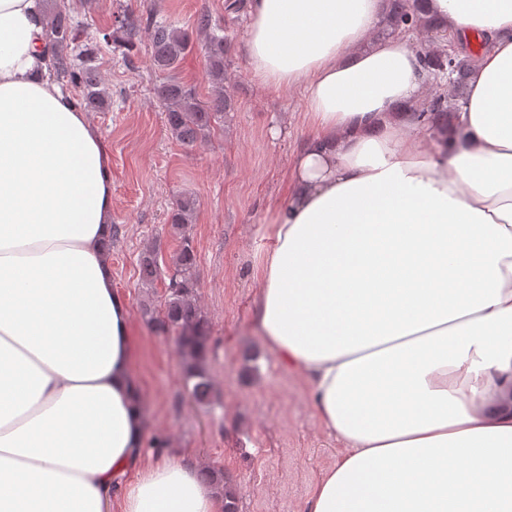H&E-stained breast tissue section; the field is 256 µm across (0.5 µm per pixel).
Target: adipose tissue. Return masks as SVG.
Returning <instances> with one entry per match:
<instances>
[{
  "label": "adipose tissue",
  "mask_w": 512,
  "mask_h": 512,
  "mask_svg": "<svg viewBox=\"0 0 512 512\" xmlns=\"http://www.w3.org/2000/svg\"><path fill=\"white\" fill-rule=\"evenodd\" d=\"M483 35L447 131L382 0H251L247 64L315 134L255 317L343 444L307 512H512V0H429ZM43 0H0V512H221L148 458L108 146L50 76ZM134 481H127L128 473Z\"/></svg>",
  "instance_id": "adipose-tissue-1"
}]
</instances>
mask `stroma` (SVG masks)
<instances>
[{"label":"stroma","mask_w":512,"mask_h":512,"mask_svg":"<svg viewBox=\"0 0 512 512\" xmlns=\"http://www.w3.org/2000/svg\"><path fill=\"white\" fill-rule=\"evenodd\" d=\"M90 29L113 16L146 11L184 29L200 13L224 28L231 46L224 87L235 110L194 147L172 137L154 87L148 48L131 58L103 48L99 71L112 93L108 109L89 112L112 164V282L130 306L140 338L135 369L147 398L146 454L164 449L178 462L223 471L238 488V512H305L341 443L321 424L298 374L265 348L253 323L261 268L273 246L270 216L288 194L294 161L314 135L299 92L262 86L243 54L249 16L225 0H64ZM281 128L273 137V128ZM196 199L189 233L197 252V296L211 326L209 404H196L183 382L176 335L148 323L144 306L162 309L166 278L142 287L140 258L156 248L168 269L179 240L167 222L180 196Z\"/></svg>","instance_id":"1"}]
</instances>
